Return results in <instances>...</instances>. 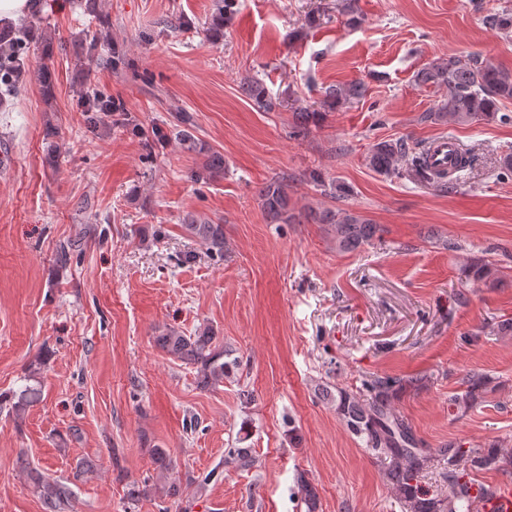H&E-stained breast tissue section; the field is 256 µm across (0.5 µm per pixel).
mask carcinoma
<instances>
[{
	"instance_id": "cac0c4a2",
	"label": "carcinoma",
	"mask_w": 512,
	"mask_h": 512,
	"mask_svg": "<svg viewBox=\"0 0 512 512\" xmlns=\"http://www.w3.org/2000/svg\"><path fill=\"white\" fill-rule=\"evenodd\" d=\"M485 24L500 31H512V13L505 11L484 17ZM34 35L32 24L22 25L9 32H0V105L5 107L20 91V82L28 68V42ZM416 80L444 91L437 108L427 112L424 119L434 124L466 125L478 121H507L512 117L499 113V104L512 100V71L489 62L479 53L453 56L437 61L416 74ZM245 90L256 107L271 112L276 101L258 79L245 82ZM362 83L352 81L325 91L323 105L329 109L350 103L364 95ZM88 128L104 134L112 127L134 125L135 117L121 108L105 114L85 113ZM190 116L178 112L170 123L171 132L189 152L205 156L193 172L198 183L208 184L224 175V156L210 148L189 130ZM410 160L408 172L417 180L434 188L454 187L453 175L473 166L475 156L462 154L460 164L446 174L433 171L427 160L426 149L417 151L403 139L375 142L367 157L369 167L386 176H399L400 165ZM288 179H275L258 192L261 208L272 224H293L296 216L291 206ZM309 216L317 224H324L336 240V248L355 251L373 241L380 233L379 225L359 211H341L332 208L309 209ZM184 230L205 246L213 256H224V225L188 214ZM468 278L475 282H493L496 270L480 259L466 269ZM156 345L170 357L196 366L199 383L212 387L224 382L229 363L224 357L229 350L216 343L213 328L206 326L194 333H185L166 327L155 336ZM29 384L10 395L0 393V410L20 414L27 406L39 400L41 382L37 369L29 371ZM416 379L377 377L365 384L366 397L361 398L344 389L325 391L324 396L336 402V411L355 435L362 437L376 456L388 459L386 476L392 485L403 512H475L478 500L473 495L471 475L484 470L512 469V452L493 445L489 448H465L458 444L431 451L418 447L411 428L393 411V403ZM486 375L473 372L467 377L466 390L455 396L454 404L460 410L469 408L487 389ZM224 461L241 471L257 467V459L250 448H230ZM439 463L442 478L448 483V495L439 496L422 484L421 478L433 463ZM27 480L45 512H71L74 491L64 481L55 479L38 467L23 461ZM296 483L300 502L305 512H320V501L315 487L305 473L297 474Z\"/></svg>"
}]
</instances>
